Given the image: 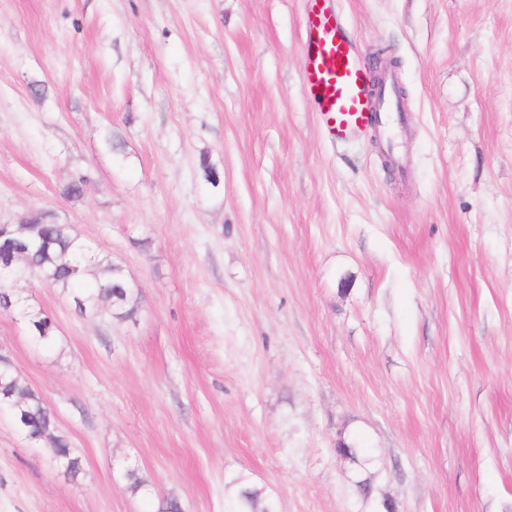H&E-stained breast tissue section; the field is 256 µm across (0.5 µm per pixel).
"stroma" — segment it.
Returning <instances> with one entry per match:
<instances>
[{
	"instance_id": "stroma-1",
	"label": "stroma",
	"mask_w": 512,
	"mask_h": 512,
	"mask_svg": "<svg viewBox=\"0 0 512 512\" xmlns=\"http://www.w3.org/2000/svg\"><path fill=\"white\" fill-rule=\"evenodd\" d=\"M339 7L400 62L392 138L325 137L305 0H0V224L51 210L141 290L98 319L13 282L57 333L0 314V354L82 473L2 409L0 512H226L240 477L278 512H512V0ZM18 305L26 310L24 319L27 324L28 335L38 344L52 346L55 343L56 327L51 318L40 310L24 306L22 301H19Z\"/></svg>"
}]
</instances>
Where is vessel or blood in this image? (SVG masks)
Returning a JSON list of instances; mask_svg holds the SVG:
<instances>
[{
	"mask_svg": "<svg viewBox=\"0 0 512 512\" xmlns=\"http://www.w3.org/2000/svg\"><path fill=\"white\" fill-rule=\"evenodd\" d=\"M303 85L330 138L343 143L366 133L378 116L371 76L344 34L331 0H306Z\"/></svg>",
	"mask_w": 512,
	"mask_h": 512,
	"instance_id": "vessel-or-blood-1",
	"label": "vessel or blood"
}]
</instances>
